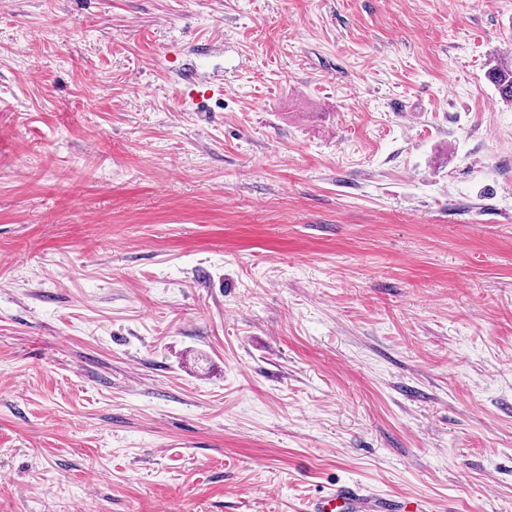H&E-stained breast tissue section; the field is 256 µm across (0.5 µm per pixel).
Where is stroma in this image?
I'll return each mask as SVG.
<instances>
[{"label": "stroma", "instance_id": "35a3bbf8", "mask_svg": "<svg viewBox=\"0 0 512 512\" xmlns=\"http://www.w3.org/2000/svg\"><path fill=\"white\" fill-rule=\"evenodd\" d=\"M508 46L512 0H0V512H512ZM487 78L494 86L500 99L512 104V57L493 56L487 65ZM408 505L373 495L356 485H339L322 497L315 498L308 512H411Z\"/></svg>", "mask_w": 512, "mask_h": 512}]
</instances>
